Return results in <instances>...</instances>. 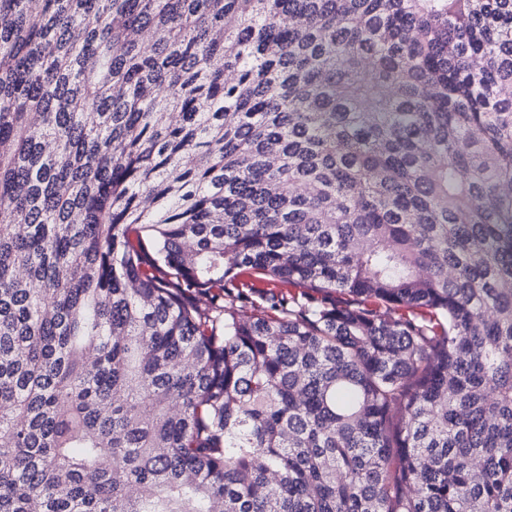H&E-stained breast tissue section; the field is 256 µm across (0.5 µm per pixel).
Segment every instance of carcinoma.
<instances>
[{
	"label": "carcinoma",
	"instance_id": "carcinoma-1",
	"mask_svg": "<svg viewBox=\"0 0 512 512\" xmlns=\"http://www.w3.org/2000/svg\"><path fill=\"white\" fill-rule=\"evenodd\" d=\"M0 512H512V0H0ZM240 278L243 281H247L256 287L253 290L255 293L251 294L252 303L247 304V306L243 308L244 314L279 315V312L272 307L271 301L268 300L265 295H263L264 292H268L270 291V289H274L273 285H269V280L267 276L257 273L252 269H246L243 270ZM281 288H283V292L288 294V291H291L292 293H296V295H298L299 297H301V292L308 293L319 299L322 296L321 294L315 293L308 288H287L284 286H279L278 288H275L276 290L274 289V291H278Z\"/></svg>",
	"mask_w": 512,
	"mask_h": 512
}]
</instances>
